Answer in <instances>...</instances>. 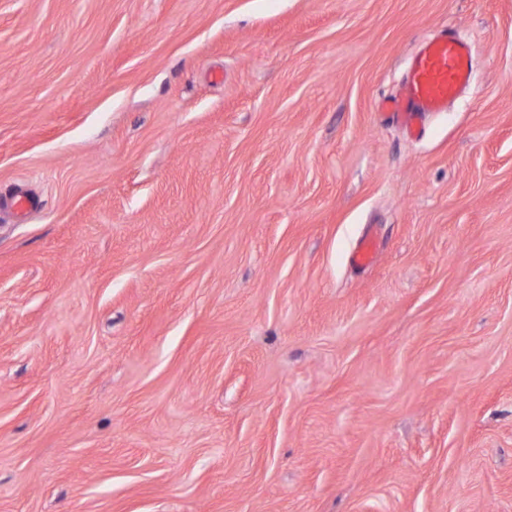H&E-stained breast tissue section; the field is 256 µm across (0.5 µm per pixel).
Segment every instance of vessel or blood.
<instances>
[{
    "label": "vessel or blood",
    "mask_w": 512,
    "mask_h": 512,
    "mask_svg": "<svg viewBox=\"0 0 512 512\" xmlns=\"http://www.w3.org/2000/svg\"><path fill=\"white\" fill-rule=\"evenodd\" d=\"M472 83V50L466 41L444 33L425 39L411 55L399 92L380 109L409 135L422 131L428 112L444 111L449 100Z\"/></svg>",
    "instance_id": "1"
}]
</instances>
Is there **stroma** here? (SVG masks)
I'll return each instance as SVG.
<instances>
[{"mask_svg":"<svg viewBox=\"0 0 512 512\" xmlns=\"http://www.w3.org/2000/svg\"><path fill=\"white\" fill-rule=\"evenodd\" d=\"M0 512H512V0H0ZM472 83V50L454 34L427 38L411 55L399 92L380 109L389 121L419 136L427 112H443L448 100ZM377 249V240L372 236H366L351 253L350 261L358 267H368L373 263Z\"/></svg>","mask_w":512,"mask_h":512,"instance_id":"obj_1","label":"stroma"}]
</instances>
